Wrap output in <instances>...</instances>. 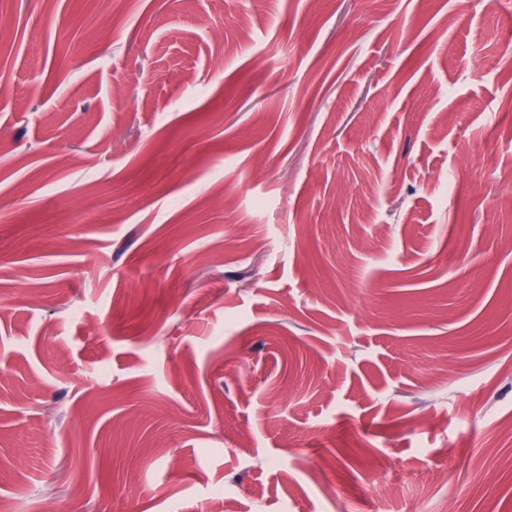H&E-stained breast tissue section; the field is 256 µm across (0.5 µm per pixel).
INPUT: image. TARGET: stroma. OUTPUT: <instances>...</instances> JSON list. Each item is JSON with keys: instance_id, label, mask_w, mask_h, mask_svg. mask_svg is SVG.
Here are the masks:
<instances>
[{"instance_id": "stroma-1", "label": "stroma", "mask_w": 512, "mask_h": 512, "mask_svg": "<svg viewBox=\"0 0 512 512\" xmlns=\"http://www.w3.org/2000/svg\"><path fill=\"white\" fill-rule=\"evenodd\" d=\"M511 423L512 0H0L7 512H512Z\"/></svg>"}]
</instances>
